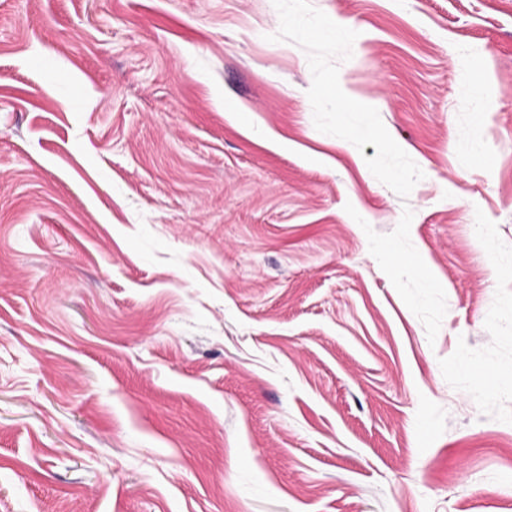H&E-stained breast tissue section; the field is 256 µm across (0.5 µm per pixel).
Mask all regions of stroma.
Wrapping results in <instances>:
<instances>
[{
	"instance_id": "stroma-1",
	"label": "stroma",
	"mask_w": 512,
	"mask_h": 512,
	"mask_svg": "<svg viewBox=\"0 0 512 512\" xmlns=\"http://www.w3.org/2000/svg\"><path fill=\"white\" fill-rule=\"evenodd\" d=\"M0 512H512V0H0Z\"/></svg>"
}]
</instances>
